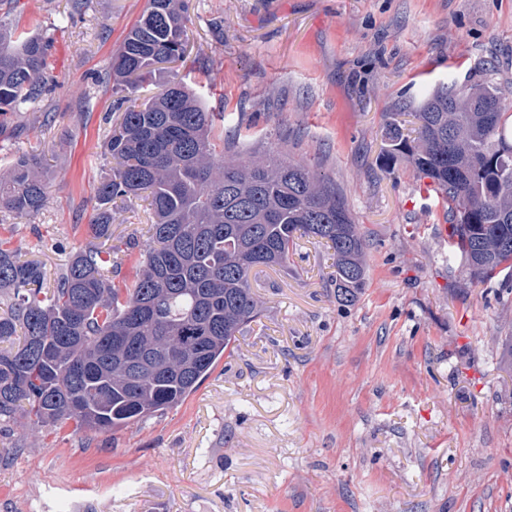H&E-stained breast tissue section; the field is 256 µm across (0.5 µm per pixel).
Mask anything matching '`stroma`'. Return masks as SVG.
I'll list each match as a JSON object with an SVG mask.
<instances>
[{"mask_svg": "<svg viewBox=\"0 0 512 512\" xmlns=\"http://www.w3.org/2000/svg\"><path fill=\"white\" fill-rule=\"evenodd\" d=\"M146 0H0L50 37L45 124L21 112L0 161L40 154L48 201L0 211V240L55 277L89 240L110 174L112 47ZM172 72L224 115L240 154L335 183L367 244L366 284L336 298L334 260L297 241L255 269L264 312L184 402L93 435L0 427V512H512V288L475 283L448 206L385 132L441 86L512 102V0H190ZM63 242L66 252L55 251Z\"/></svg>", "mask_w": 512, "mask_h": 512, "instance_id": "1", "label": "stroma"}]
</instances>
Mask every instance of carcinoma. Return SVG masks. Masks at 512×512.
<instances>
[{
  "mask_svg": "<svg viewBox=\"0 0 512 512\" xmlns=\"http://www.w3.org/2000/svg\"><path fill=\"white\" fill-rule=\"evenodd\" d=\"M189 0H146L112 49L110 79L126 103L159 65L186 56ZM50 41L0 20V131L49 91ZM395 121L386 158L408 157L448 201L451 239L472 279L512 268V107L482 83L442 87ZM224 113L174 78L128 106L106 148L112 175L95 188L90 241L47 289L44 267L0 246V423L32 433L68 421L96 433L179 405L263 312L249 274L282 266L299 236L333 251L338 299L365 286V238L336 186L296 160L224 152ZM48 182L41 158L21 154L0 171V210L34 215ZM133 198L153 214L130 283L112 282V212Z\"/></svg>",
  "mask_w": 512,
  "mask_h": 512,
  "instance_id": "carcinoma-1",
  "label": "carcinoma"
}]
</instances>
